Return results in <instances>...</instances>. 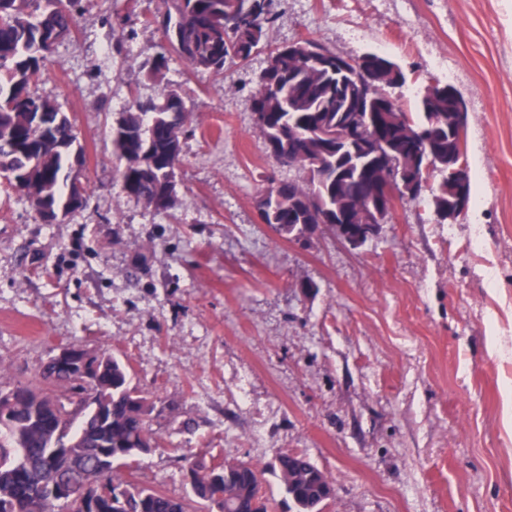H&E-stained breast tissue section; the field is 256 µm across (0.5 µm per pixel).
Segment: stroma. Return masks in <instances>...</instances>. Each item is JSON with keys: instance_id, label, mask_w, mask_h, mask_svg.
Here are the masks:
<instances>
[{"instance_id": "1", "label": "stroma", "mask_w": 512, "mask_h": 512, "mask_svg": "<svg viewBox=\"0 0 512 512\" xmlns=\"http://www.w3.org/2000/svg\"><path fill=\"white\" fill-rule=\"evenodd\" d=\"M155 5L87 0L37 85L76 129L89 200L46 224L0 185V383L35 381L70 343L129 361L158 447L128 478L173 496L181 455L262 466L299 450L336 481L323 512H512V0H279L249 62L171 60L194 132L166 212L124 197L111 138L160 89L142 68L165 44ZM303 37L395 61L405 111L430 85L458 92L474 185L456 222L427 190L358 249L260 222V190L298 173L269 157L250 96L268 51Z\"/></svg>"}]
</instances>
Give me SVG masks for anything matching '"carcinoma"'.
I'll return each instance as SVG.
<instances>
[{
    "label": "carcinoma",
    "instance_id": "obj_1",
    "mask_svg": "<svg viewBox=\"0 0 512 512\" xmlns=\"http://www.w3.org/2000/svg\"><path fill=\"white\" fill-rule=\"evenodd\" d=\"M275 2L160 0L154 17L170 20L172 28H163L170 50L148 61V77L162 80L172 52L192 71L212 74L249 60L264 47L268 30L279 18ZM83 9V0H0V168L26 174L25 182L7 184L32 203L65 195L75 158L84 155L58 103L33 89L48 69L53 47L71 35ZM364 61L389 67L379 83L377 119L383 138L397 143L409 162L418 151L413 135L429 133L433 119L448 114V95L423 98L419 112H406L386 93L400 84L391 76L397 64L377 53L366 54ZM251 108L262 115L259 130L269 156L299 173L295 182L270 184L255 201L256 207L275 216L268 226L279 236L303 234L312 218L304 210L306 201L315 200L319 212L334 210L336 203L372 188L366 156L336 160V118L355 115L346 71L334 65L316 67L277 48L268 54ZM191 121L180 91L169 83L152 99L130 101L111 131L125 198L158 211L176 205V195L168 191L169 171L173 163L182 162V140ZM457 139L461 136L442 125L434 149L446 150ZM322 158L341 169L338 182L319 180L313 164ZM101 357L112 365L101 375L112 421H102L86 406L72 412L64 427L48 432L33 421L37 407L13 410L12 427L0 438V512H83L80 501L86 484L110 488L112 498L126 499L127 512H277L283 504L288 512H323L333 498L334 479L306 453L293 450L279 453L265 467L244 458L207 464L184 455L189 491L181 498L124 479L131 462L157 447L152 428L156 401L131 385L128 363L106 351ZM37 379L45 403H60L84 390L76 377L50 359ZM58 478L75 487L71 499H49L48 487Z\"/></svg>",
    "mask_w": 512,
    "mask_h": 512
}]
</instances>
